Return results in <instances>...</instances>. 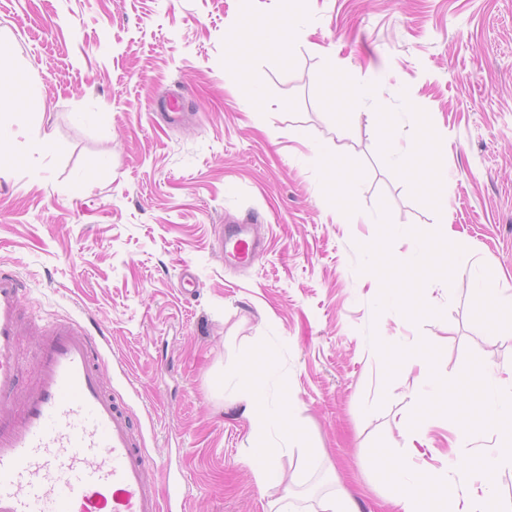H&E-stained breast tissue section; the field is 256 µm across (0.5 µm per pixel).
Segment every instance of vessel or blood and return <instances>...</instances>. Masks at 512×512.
<instances>
[{
    "instance_id": "b4317fda",
    "label": "vessel or blood",
    "mask_w": 512,
    "mask_h": 512,
    "mask_svg": "<svg viewBox=\"0 0 512 512\" xmlns=\"http://www.w3.org/2000/svg\"><path fill=\"white\" fill-rule=\"evenodd\" d=\"M219 249L246 264L262 252L247 224ZM27 291L0 266V512H173L177 484L158 486L141 428L104 387L103 331L74 318L40 328L35 379L21 388Z\"/></svg>"
}]
</instances>
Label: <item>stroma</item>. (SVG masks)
<instances>
[{"mask_svg":"<svg viewBox=\"0 0 512 512\" xmlns=\"http://www.w3.org/2000/svg\"><path fill=\"white\" fill-rule=\"evenodd\" d=\"M0 59L36 103L0 107V265L38 323L105 328L104 384L185 512L343 491L392 512L376 441L429 472L461 456L457 422L410 424L435 391L419 357L386 379L370 337L512 378L491 311L512 296V0H0ZM233 221L264 241L253 264L215 256ZM252 363L244 389L284 411L261 432L225 386ZM276 446L284 479L258 483L243 451Z\"/></svg>","mask_w":512,"mask_h":512,"instance_id":"obj_1","label":"stroma"}]
</instances>
